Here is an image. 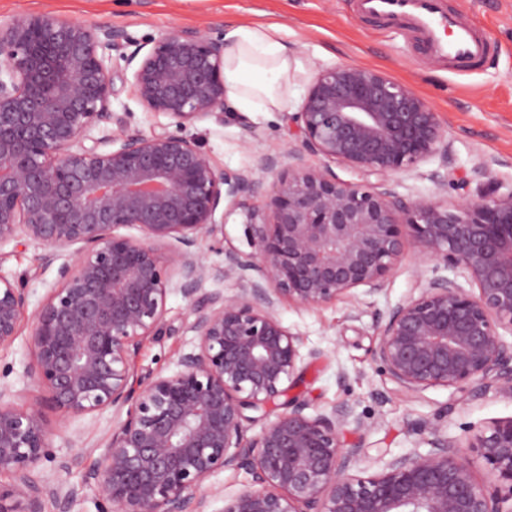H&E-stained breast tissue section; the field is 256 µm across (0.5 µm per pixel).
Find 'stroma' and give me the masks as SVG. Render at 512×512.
Wrapping results in <instances>:
<instances>
[{
	"instance_id": "1",
	"label": "stroma",
	"mask_w": 512,
	"mask_h": 512,
	"mask_svg": "<svg viewBox=\"0 0 512 512\" xmlns=\"http://www.w3.org/2000/svg\"><path fill=\"white\" fill-rule=\"evenodd\" d=\"M356 0H0V22L30 13H48L87 24H100L144 44L176 28H203L223 33L244 22L274 25L293 59L288 81L287 110L297 111L322 67L354 63L388 71L425 98L439 112L448 130V160L434 158L416 170L398 174L392 185L408 200L440 194L456 202L455 190L440 191L438 178H466L471 187L494 181L512 187V0H446L449 11L477 26L495 44V55L484 65L461 70L422 57L416 34L401 21L374 20L357 12ZM115 117L129 131L151 133L167 124L166 116L146 111L129 85L116 84ZM280 112H230L213 115L185 129L213 165L231 170L254 169L259 157L285 155L288 130ZM43 248L12 241L0 245V275L26 288L31 307H38L58 281L61 264L72 261L71 250L58 251L53 262L42 259ZM436 261L407 252L377 294L354 290L351 297L319 307L281 303L284 325L302 339L301 375L291 396L307 403L309 413L329 410L347 401L363 422V432L348 431L347 439L364 435L367 456L361 476L376 469L378 457L427 452L425 426L462 440L487 422L512 417V396L496 389L451 394L443 387L420 393L402 391L379 371L374 360L378 343L377 313L403 302L414 288L443 274ZM195 314L178 290L166 301V334L145 340L134 361V372L146 378L172 373L183 353L197 342L189 325ZM30 321H23L11 347L0 350V387L15 403H41L43 418L58 460L44 466L52 483L70 490L66 501L46 500L43 512H109L110 506L85 474L101 460L119 417L112 410L95 416L61 417L47 405V391L26 372L30 360Z\"/></svg>"
}]
</instances>
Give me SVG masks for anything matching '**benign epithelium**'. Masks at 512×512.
Returning a JSON list of instances; mask_svg holds the SVG:
<instances>
[{
	"instance_id": "obj_1",
	"label": "benign epithelium",
	"mask_w": 512,
	"mask_h": 512,
	"mask_svg": "<svg viewBox=\"0 0 512 512\" xmlns=\"http://www.w3.org/2000/svg\"><path fill=\"white\" fill-rule=\"evenodd\" d=\"M122 33L30 13L0 24V244L76 247L58 285L29 310L22 286L0 276V350L33 324L27 374L63 417L112 408L125 413L85 483L112 512H207L204 481L244 470L249 487L224 512H512V417L480 427L466 447L432 423L425 453L354 473L363 424L342 402L310 414L288 397L301 339L278 305L317 307L365 287L382 291L407 248L462 270L473 290L436 277L376 319L378 367L400 389L480 384L512 394V189L490 182L472 195L455 183L453 204L406 201L393 176L448 159L440 113L388 72L353 63L320 68L297 111L285 114L288 163L259 158L243 172L214 166L186 125L228 111L224 37L173 29L125 51ZM118 52L112 58L111 51ZM130 88L167 127L149 134L123 121L112 149L87 148L88 131L112 121L114 81ZM360 171L348 184L306 156ZM275 175L266 184V175ZM376 181H369L370 177ZM247 211L249 253L224 251L211 267L198 238L215 234L224 201ZM135 227L139 236L118 233ZM235 279L231 295L208 292ZM190 301L196 346L177 370L139 378L143 341L162 334L172 285ZM0 390V512H43L72 496L43 475L57 461L38 405L17 406ZM284 402H279L280 398ZM252 437L251 410L266 418Z\"/></svg>"
}]
</instances>
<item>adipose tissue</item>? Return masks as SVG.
Masks as SVG:
<instances>
[{"instance_id": "obj_1", "label": "adipose tissue", "mask_w": 512, "mask_h": 512, "mask_svg": "<svg viewBox=\"0 0 512 512\" xmlns=\"http://www.w3.org/2000/svg\"><path fill=\"white\" fill-rule=\"evenodd\" d=\"M224 87L228 104L241 109L284 110L282 91L292 59L273 25L244 23L224 34Z\"/></svg>"}]
</instances>
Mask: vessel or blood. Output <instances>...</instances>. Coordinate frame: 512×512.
Segmentation results:
<instances>
[{"label": "vessel or blood", "instance_id": "vessel-or-blood-1", "mask_svg": "<svg viewBox=\"0 0 512 512\" xmlns=\"http://www.w3.org/2000/svg\"><path fill=\"white\" fill-rule=\"evenodd\" d=\"M358 8L370 17L407 21L421 35L426 57L435 63L474 66L495 52L473 25L448 11L444 0H358Z\"/></svg>", "mask_w": 512, "mask_h": 512}]
</instances>
